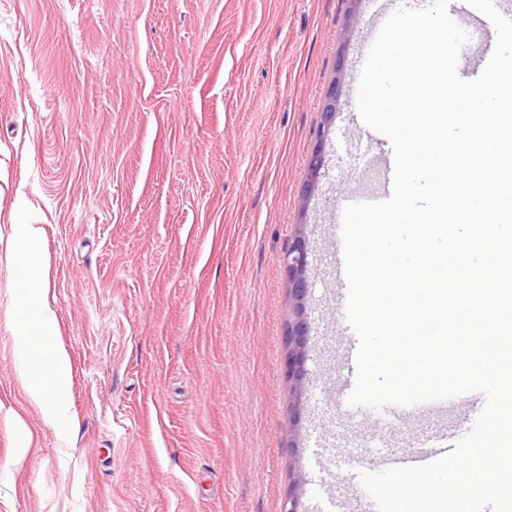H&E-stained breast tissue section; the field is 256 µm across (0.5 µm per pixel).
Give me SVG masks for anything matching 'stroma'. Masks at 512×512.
<instances>
[{"instance_id":"1","label":"stroma","mask_w":512,"mask_h":512,"mask_svg":"<svg viewBox=\"0 0 512 512\" xmlns=\"http://www.w3.org/2000/svg\"><path fill=\"white\" fill-rule=\"evenodd\" d=\"M0 0V512H299L464 415L353 407L342 211L383 195L359 52L382 0ZM342 106L302 202L323 100ZM43 227L69 428L16 374L14 225ZM308 243L305 379L283 264ZM30 433L23 439L14 416ZM26 448L21 466L12 460Z\"/></svg>"}]
</instances>
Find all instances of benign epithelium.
<instances>
[{"label": "benign epithelium", "instance_id": "obj_1", "mask_svg": "<svg viewBox=\"0 0 512 512\" xmlns=\"http://www.w3.org/2000/svg\"><path fill=\"white\" fill-rule=\"evenodd\" d=\"M339 110V85L333 84L328 88L325 95L323 135L326 136L330 132L335 112ZM324 163L323 139L320 138L317 140L315 152L312 153L308 164L307 180L303 189L304 198L308 199L313 196L318 187ZM284 263L288 271L291 294L296 302V306L301 309L300 316L291 324L288 330V358L286 363L288 378L299 384L305 375L303 346L309 331L305 312H303L304 299L308 291V247L303 237L299 236L296 238L291 249L284 257Z\"/></svg>", "mask_w": 512, "mask_h": 512}]
</instances>
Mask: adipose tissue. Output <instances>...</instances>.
Wrapping results in <instances>:
<instances>
[{
    "mask_svg": "<svg viewBox=\"0 0 512 512\" xmlns=\"http://www.w3.org/2000/svg\"><path fill=\"white\" fill-rule=\"evenodd\" d=\"M14 230L19 288L17 374L26 382L28 397L40 408L44 422L55 426L67 411L70 358L50 342L55 316L50 297L51 257L48 251L30 250L42 240L39 225L18 224Z\"/></svg>",
    "mask_w": 512,
    "mask_h": 512,
    "instance_id": "1",
    "label": "adipose tissue"
}]
</instances>
